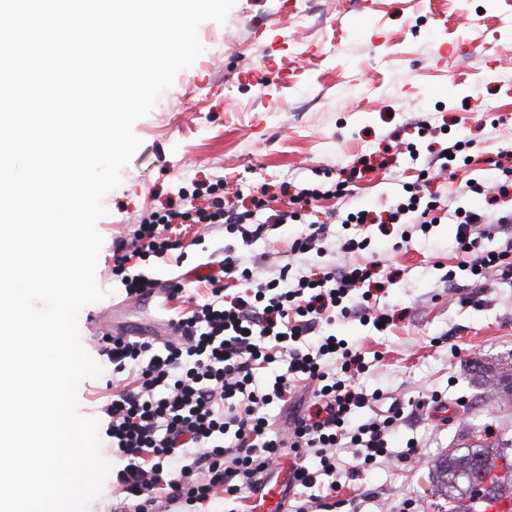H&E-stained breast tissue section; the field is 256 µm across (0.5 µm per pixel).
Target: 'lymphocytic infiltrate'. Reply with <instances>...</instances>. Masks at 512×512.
I'll return each mask as SVG.
<instances>
[{"label": "lymphocytic infiltrate", "instance_id": "f902f5d3", "mask_svg": "<svg viewBox=\"0 0 512 512\" xmlns=\"http://www.w3.org/2000/svg\"><path fill=\"white\" fill-rule=\"evenodd\" d=\"M502 174L483 206L452 211L427 194V179L416 178L405 183V196L387 221L425 230L452 220L464 256L460 269L476 280L491 272L511 282L512 244L489 249L474 233L497 194L512 187V167ZM351 194L344 181L326 190L302 188L289 196L287 209L272 211L260 196L251 197L243 210L211 188L179 189L177 200L142 218L132 245L115 248L112 274L127 297L142 296L151 280L139 267L175 250L177 224L223 223L247 243L276 225L299 223L306 230L293 239L290 251L310 253L326 233L325 225L310 218L316 202ZM367 221L363 210L347 212L343 220L348 232L339 249L350 263H331L300 277L285 265L268 277L228 249L223 278H209L202 302L179 318L180 336L160 344L103 338L114 377L112 398L101 411L108 418L112 453L123 462L112 478V512H168L180 503L202 505L219 497L239 503L247 499L254 477L286 454L294 458L292 486L324 491L338 512L345 505L339 497L342 478L389 456L388 437L403 421V410L392 407L358 421L357 413L382 395L357 385L369 369L360 352L322 332L340 318L390 320L387 313L372 312L371 296L363 290L370 270L352 260L369 246L358 233ZM277 362L285 364V372L261 384V375ZM299 382L313 386L314 401L294 410L287 433H280L266 409L290 400ZM342 448L356 449L353 461L339 457ZM311 456L318 467L308 465Z\"/></svg>", "mask_w": 512, "mask_h": 512}]
</instances>
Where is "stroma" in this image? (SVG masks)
<instances>
[{
	"instance_id": "stroma-1",
	"label": "stroma",
	"mask_w": 512,
	"mask_h": 512,
	"mask_svg": "<svg viewBox=\"0 0 512 512\" xmlns=\"http://www.w3.org/2000/svg\"><path fill=\"white\" fill-rule=\"evenodd\" d=\"M235 0L222 26L199 28L204 53L180 71L153 110L133 130L142 145L123 171L121 186L104 198L107 214L97 223L104 238L96 282L106 301L85 307L78 319L82 344L102 365L83 380L79 409L97 417L110 395L112 368L92 328L107 303L123 308L121 324L134 338H160L166 320L191 308L205 287L179 294L168 309L147 311L129 301L112 279V251L147 212L179 188L223 182L247 195L266 190L284 209L280 187L316 185L351 177L347 202H323L314 217L325 220L341 206L369 211L362 236L370 246L359 262L383 258L373 271L382 283L378 305L394 323L380 333L352 317L331 331L360 347L369 370L359 383L382 390L404 409L388 438L391 455L348 482L341 495L354 512H401L413 499L417 512H448L434 487L433 470L446 456L463 452L472 436L489 443L512 440V394L492 377L512 373V283L487 276L476 287L458 270L456 227L379 223L437 152L463 141L454 177L436 178L431 189L449 207L479 202L468 182L495 183L491 164L512 148V13L498 0ZM308 15L305 27L296 12ZM416 142L420 156L406 154ZM352 178V177H351ZM302 225L283 224L243 245L224 226L193 224L179 238L182 261L150 259L141 272L179 280L234 248L247 266L271 272L291 264L307 273L314 255H292ZM454 281H446L448 269ZM442 394L446 407L427 401ZM424 453L402 460L408 440Z\"/></svg>"
}]
</instances>
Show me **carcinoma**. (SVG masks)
I'll list each match as a JSON object with an SVG mask.
<instances>
[{
  "label": "carcinoma",
  "instance_id": "obj_1",
  "mask_svg": "<svg viewBox=\"0 0 512 512\" xmlns=\"http://www.w3.org/2000/svg\"><path fill=\"white\" fill-rule=\"evenodd\" d=\"M499 452L475 444L466 453L446 458L440 464L442 483L463 485L462 495L473 501H496L512 490V442L499 443Z\"/></svg>",
  "mask_w": 512,
  "mask_h": 512
}]
</instances>
